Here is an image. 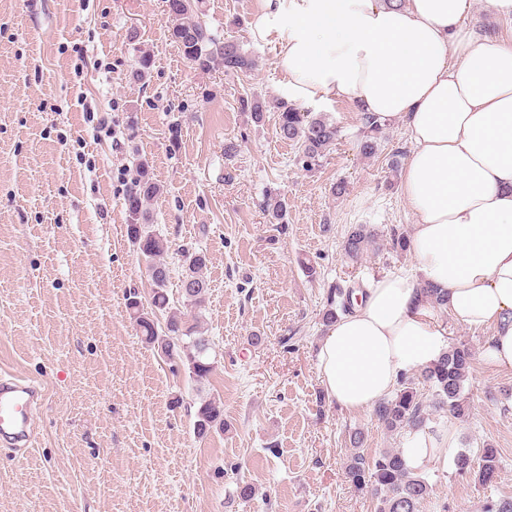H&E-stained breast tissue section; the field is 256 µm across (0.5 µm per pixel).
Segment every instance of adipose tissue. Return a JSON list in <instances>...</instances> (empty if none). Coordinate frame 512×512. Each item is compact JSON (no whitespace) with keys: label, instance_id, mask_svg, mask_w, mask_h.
Masks as SVG:
<instances>
[{"label":"adipose tissue","instance_id":"obj_1","mask_svg":"<svg viewBox=\"0 0 512 512\" xmlns=\"http://www.w3.org/2000/svg\"><path fill=\"white\" fill-rule=\"evenodd\" d=\"M472 0H262L252 33L275 38L288 95H335L362 114L401 120L411 143L401 191L415 213L410 267L372 280L323 337L327 399L362 412L435 360L445 330L420 290L448 291L465 327H493L486 355L512 371V40L465 28ZM455 447L424 431L409 468L447 463Z\"/></svg>","mask_w":512,"mask_h":512}]
</instances>
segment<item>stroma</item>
Wrapping results in <instances>:
<instances>
[{"label":"stroma","instance_id":"stroma-1","mask_svg":"<svg viewBox=\"0 0 512 512\" xmlns=\"http://www.w3.org/2000/svg\"><path fill=\"white\" fill-rule=\"evenodd\" d=\"M203 9L214 31L257 56L255 71L186 66L164 0H0V369L46 390L29 457L0 451V512H375L345 481L349 435L364 431L368 458L404 443L372 411L323 400L316 370L329 288L356 289L411 261L385 246L354 267L341 251L353 225L385 236L414 222L390 168L394 152L411 151L403 124L389 120L367 157L351 101H300L340 130L305 168L300 148L276 134L286 76L274 44L252 34L261 0ZM142 48L153 64L138 81ZM252 94L266 105L264 125L241 106ZM100 119L111 133L97 130ZM228 142L235 156H225ZM141 158L161 186L148 211L169 245L171 311L211 342L202 382L146 347L126 306L129 292L146 303L154 288L126 233ZM270 198L286 204L287 233L264 210ZM187 249L207 257L198 309L179 288ZM437 317L449 343L470 348L472 367L468 417H433L459 449L497 448L499 470L483 492L454 466H427L422 512H482L486 497L512 496V371L486 357L491 328ZM210 396L223 401L227 427L200 441L194 414ZM240 479L256 489L246 504Z\"/></svg>","mask_w":512,"mask_h":512}]
</instances>
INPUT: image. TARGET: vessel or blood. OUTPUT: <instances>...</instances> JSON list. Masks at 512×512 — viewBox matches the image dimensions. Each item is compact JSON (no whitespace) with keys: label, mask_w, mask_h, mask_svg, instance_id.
Returning <instances> with one entry per match:
<instances>
[{"label":"vessel or blood","mask_w":512,"mask_h":512,"mask_svg":"<svg viewBox=\"0 0 512 512\" xmlns=\"http://www.w3.org/2000/svg\"><path fill=\"white\" fill-rule=\"evenodd\" d=\"M44 398L45 388L38 380L0 370V446L13 458L29 454Z\"/></svg>","instance_id":"vessel-or-blood-1"}]
</instances>
